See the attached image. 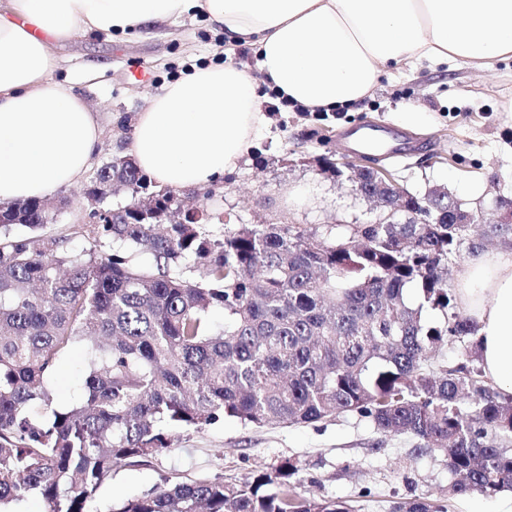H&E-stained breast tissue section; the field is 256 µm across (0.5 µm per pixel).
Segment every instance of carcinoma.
<instances>
[{
    "instance_id": "1",
    "label": "carcinoma",
    "mask_w": 512,
    "mask_h": 512,
    "mask_svg": "<svg viewBox=\"0 0 512 512\" xmlns=\"http://www.w3.org/2000/svg\"><path fill=\"white\" fill-rule=\"evenodd\" d=\"M132 185L129 202L90 225L110 251L71 253L53 239H0V512L39 496L47 512H90L118 466L168 451L163 426L225 419L262 427L342 414L446 459L454 494L512 491V396L484 378L477 325L457 307L444 262L495 240L512 223L456 224L437 197L413 195L439 224H346L333 239L289 224H240L214 237L194 208L156 189L127 156L97 173L94 201ZM52 202L0 209V230L44 225ZM439 310L432 324L425 309ZM224 312L216 328L212 312ZM453 365L434 363L448 340ZM86 347L84 392L59 402L49 381L75 344ZM285 459L250 484L165 483L110 512H352L297 492ZM390 512H448L438 499Z\"/></svg>"
}]
</instances>
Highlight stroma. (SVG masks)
<instances>
[{"instance_id": "stroma-1", "label": "stroma", "mask_w": 512, "mask_h": 512, "mask_svg": "<svg viewBox=\"0 0 512 512\" xmlns=\"http://www.w3.org/2000/svg\"><path fill=\"white\" fill-rule=\"evenodd\" d=\"M224 38L203 23L178 20L136 39L101 34L80 44H64L54 80L71 85L94 106L103 127L98 163L129 152L130 134L147 100L192 66L217 61ZM99 66L96 79L84 81L87 66ZM148 74L139 82L137 73ZM262 108L270 122L245 162L215 187L184 190L186 204L212 215L209 229L226 224L284 223L332 237L344 224L374 220L370 202L352 183L321 175L315 159L336 154L351 163L359 156L340 142L344 130L370 122L406 133L404 156L381 154L378 166L413 193L441 186L464 208H482L488 221L499 220L500 200L512 198V61L478 72L461 62L438 66L405 64L390 68L362 102L335 112L280 106L266 96ZM86 183L53 191L52 223L35 238L63 239L81 252L93 241L83 230L90 207ZM85 349L75 345L50 380L59 400L72 403L83 394ZM170 449L146 466L113 470L92 504L106 512L130 496L157 486L207 477L241 483L272 471L282 460L300 465L298 491L307 497L336 500L355 512H389L405 499H447L448 512H512V492L448 495L456 477L445 459L420 453L408 435L382 436L370 419L347 414L315 424L255 427L233 419L202 429L170 428Z\"/></svg>"}]
</instances>
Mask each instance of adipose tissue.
Masks as SVG:
<instances>
[{"mask_svg": "<svg viewBox=\"0 0 512 512\" xmlns=\"http://www.w3.org/2000/svg\"><path fill=\"white\" fill-rule=\"evenodd\" d=\"M181 17L223 35L227 50L250 47L256 66L191 67L138 113L131 154L173 189L237 169L269 123L260 84L329 112L361 101L402 63L512 60V0H0V204L76 184L97 158V112L51 78L58 47L137 37ZM457 280L483 372L512 395V253L466 260Z\"/></svg>", "mask_w": 512, "mask_h": 512, "instance_id": "ef3b65f1", "label": "adipose tissue"}]
</instances>
